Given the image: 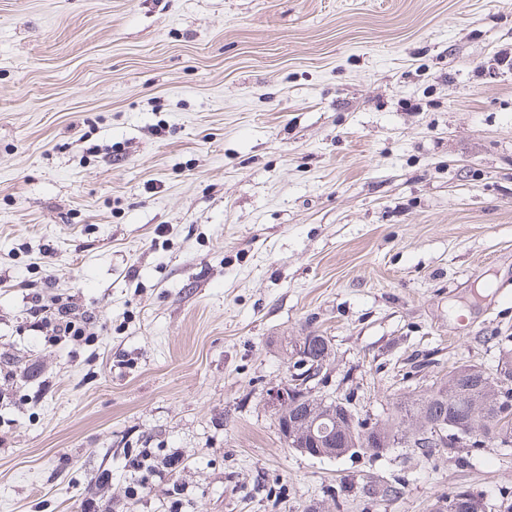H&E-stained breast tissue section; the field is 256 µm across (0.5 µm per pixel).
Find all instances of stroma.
Wrapping results in <instances>:
<instances>
[{
	"instance_id": "35a3bbf8",
	"label": "stroma",
	"mask_w": 512,
	"mask_h": 512,
	"mask_svg": "<svg viewBox=\"0 0 512 512\" xmlns=\"http://www.w3.org/2000/svg\"><path fill=\"white\" fill-rule=\"evenodd\" d=\"M505 51L512 0H0V512H506L510 445L312 458L270 403L308 334L370 423L512 355ZM53 310L51 314H53L55 321L54 331L59 333L56 335L71 336L73 338L85 336V328L76 325L75 321L72 320V313L68 307L61 306ZM482 500L483 499L480 496L475 495L469 489L464 487H456L454 490L448 493V497L437 499L436 502L432 505V511L455 512L448 511V508H451L453 503H457L458 508L461 509L460 511L485 512V506Z\"/></svg>"
}]
</instances>
